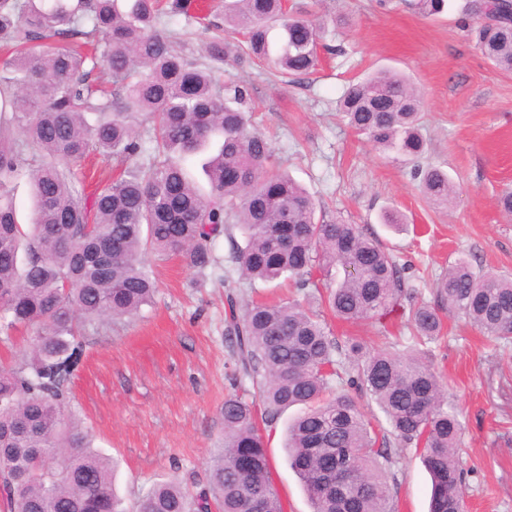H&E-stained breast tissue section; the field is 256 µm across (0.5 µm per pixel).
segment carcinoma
<instances>
[{"label":"carcinoma","mask_w":512,"mask_h":512,"mask_svg":"<svg viewBox=\"0 0 512 512\" xmlns=\"http://www.w3.org/2000/svg\"><path fill=\"white\" fill-rule=\"evenodd\" d=\"M446 0H412L424 17ZM188 0H0V332L34 330L30 352L0 370V501L7 512H126L114 492V466L71 412L59 367L85 329L138 315L155 282L142 255L177 254L204 271L230 224L233 259L251 282L296 278L322 286L319 300L347 323L374 319L398 301L403 268L357 224L316 216L312 196L274 162L251 124L249 88L224 84L159 28ZM475 45L512 70V0H477ZM225 37L203 44L223 64H262L282 78L309 74L325 26L293 0H224ZM303 30H298V26ZM92 45L112 77L102 90L81 47ZM340 110L348 126L382 152L412 159L425 152L420 97L407 77L381 70L351 84ZM146 113L150 133H138ZM97 152L117 162L112 181L87 202L72 166ZM200 155L209 189L186 163ZM29 179L34 210L17 220L12 183ZM426 197L446 204L448 173L420 171ZM225 335L235 370L258 400L224 399V439L214 449L208 489L193 493L177 477L157 478L135 512H285L273 482L263 427L291 407L288 463L311 512H397L388 472L390 448H413L432 480L431 512H463L459 412L441 373L426 361L441 337L443 310L495 342H512V278L458 259L434 283V303L411 317L403 353L369 349L355 336L330 335L298 299L246 301L224 280ZM336 379L374 402V424ZM245 454L250 470L237 468Z\"/></svg>","instance_id":"cac0c4a2"}]
</instances>
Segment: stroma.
<instances>
[{"label":"stroma","instance_id":"1","mask_svg":"<svg viewBox=\"0 0 512 512\" xmlns=\"http://www.w3.org/2000/svg\"><path fill=\"white\" fill-rule=\"evenodd\" d=\"M472 0H452L436 18L404 0H319L316 15L344 13L350 25L332 42L343 54L323 55L309 75L285 83L255 68L225 63L221 80L246 82L252 121L269 139L281 167L324 205L328 218L361 225L406 266L404 294L391 314L351 326L331 313L337 336L374 346L406 340L416 302L434 298L433 281L457 259L512 277V216L498 197L512 191V71L495 67L468 30ZM391 69L408 75L423 98L428 149L417 161L395 162L356 135L338 111L349 83ZM446 171L455 186L445 205L428 200L416 167ZM402 214L403 231L383 224ZM204 272L180 257H143L157 284L151 306L81 337L69 362L72 409L94 445L116 466L115 488L133 507L161 475L191 491L207 487L210 450L223 432L228 395L251 398L255 388L233 375L224 336V279H238L247 300L288 297L293 287L250 283L229 259L228 237L214 244ZM431 358L461 409L465 512H512V344L495 346L464 319L445 316ZM288 416L266 438L275 486L286 512H311L284 446ZM390 485L398 512H429L430 478L405 450Z\"/></svg>","mask_w":512,"mask_h":512}]
</instances>
